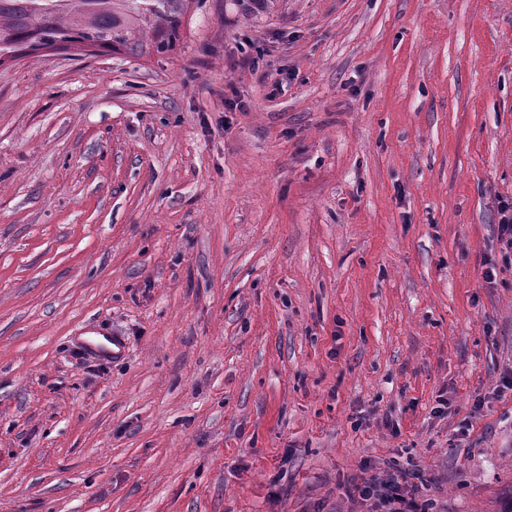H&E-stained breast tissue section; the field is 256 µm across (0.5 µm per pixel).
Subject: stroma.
<instances>
[{"mask_svg": "<svg viewBox=\"0 0 512 512\" xmlns=\"http://www.w3.org/2000/svg\"><path fill=\"white\" fill-rule=\"evenodd\" d=\"M507 204L512 0H184L170 51L0 64V512H499ZM409 478L418 477L409 474L386 479L371 476L363 485L356 486L355 491L361 499L371 502V506L377 509L375 512H428L425 505L418 504L415 498L405 495L403 487H408L409 483L414 487ZM399 479H402L403 484Z\"/></svg>", "mask_w": 512, "mask_h": 512, "instance_id": "obj_1", "label": "stroma"}]
</instances>
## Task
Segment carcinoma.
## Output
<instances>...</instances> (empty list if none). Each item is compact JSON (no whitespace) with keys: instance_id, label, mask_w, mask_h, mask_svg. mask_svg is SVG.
Here are the masks:
<instances>
[{"instance_id":"obj_1","label":"carcinoma","mask_w":512,"mask_h":512,"mask_svg":"<svg viewBox=\"0 0 512 512\" xmlns=\"http://www.w3.org/2000/svg\"><path fill=\"white\" fill-rule=\"evenodd\" d=\"M183 0H0V59L22 48L30 54L58 46L143 51L157 34L156 51L179 35Z\"/></svg>"}]
</instances>
